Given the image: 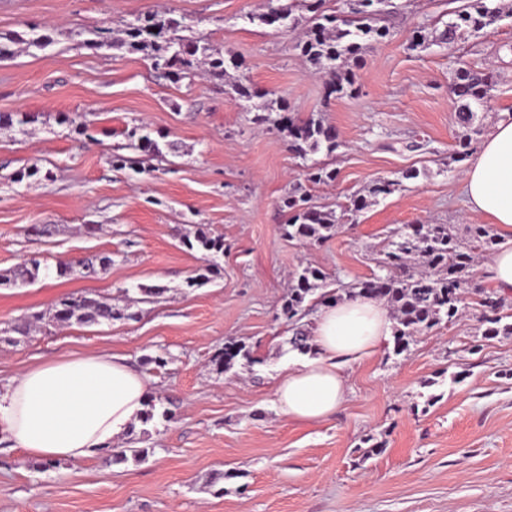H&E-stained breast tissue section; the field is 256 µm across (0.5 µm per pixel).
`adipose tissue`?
Returning <instances> with one entry per match:
<instances>
[{
    "label": "adipose tissue",
    "mask_w": 512,
    "mask_h": 512,
    "mask_svg": "<svg viewBox=\"0 0 512 512\" xmlns=\"http://www.w3.org/2000/svg\"><path fill=\"white\" fill-rule=\"evenodd\" d=\"M470 213L488 218L500 243L487 264L494 287L512 295V115L484 135L464 175ZM388 309L356 296L321 308L312 325L316 355L289 363L273 385L293 422L330 418L343 404L346 369L391 333ZM150 381L122 357L98 353L49 359L0 383V435L31 459L81 461L110 448L140 418Z\"/></svg>",
    "instance_id": "obj_1"
}]
</instances>
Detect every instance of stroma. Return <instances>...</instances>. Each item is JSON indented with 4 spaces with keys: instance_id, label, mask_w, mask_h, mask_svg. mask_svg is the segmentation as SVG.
I'll return each instance as SVG.
<instances>
[{
    "instance_id": "35a3bbf8",
    "label": "stroma",
    "mask_w": 512,
    "mask_h": 512,
    "mask_svg": "<svg viewBox=\"0 0 512 512\" xmlns=\"http://www.w3.org/2000/svg\"><path fill=\"white\" fill-rule=\"evenodd\" d=\"M389 34L368 45L357 90L325 98L326 77L296 50L303 27L254 22L270 0H0V273L36 260L39 279L0 286V382L42 361L107 352L173 400L171 421L135 423L120 446L146 459L107 464L96 453L32 468L0 443V512H512V335L478 336L468 293L453 323L392 341L349 369L346 401L329 419L288 421L273 384L290 353L281 308L298 268L335 286L369 278L375 246L408 224L478 223L466 205L463 130L451 92L460 66L491 75L478 111L488 131L512 113V18L452 46L435 38L448 0H395ZM169 14L240 63L239 76L298 120L324 119L342 141L337 178L308 181L277 127L254 123L223 81L173 82L143 54L87 47L92 31ZM37 28L45 49L20 37ZM432 43L410 49L416 31ZM32 122L18 124L21 114ZM146 126L162 154L129 134ZM395 191L308 246L283 236L292 189L342 210L376 179ZM53 232L37 236L32 226ZM223 237L221 273L190 288L204 262L188 247L199 227ZM110 257L95 279L58 276L59 262ZM165 286L143 301L141 290ZM111 299L120 319L48 326L65 298ZM259 361L216 371L225 342ZM164 365H156V358ZM380 453L364 456L366 439Z\"/></svg>"
}]
</instances>
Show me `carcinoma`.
<instances>
[{
	"label": "carcinoma",
	"instance_id": "cac0c4a2",
	"mask_svg": "<svg viewBox=\"0 0 512 512\" xmlns=\"http://www.w3.org/2000/svg\"><path fill=\"white\" fill-rule=\"evenodd\" d=\"M343 7L330 10L326 0H285V3L270 7V10L250 21L272 26L288 22L292 25L304 23L306 39L297 43L302 56L313 71L331 72L334 81L326 88L325 97L344 95L355 91L356 75L349 63L356 62L366 44L384 38L389 30L381 22L396 9L393 0H342ZM450 18L440 32L443 44L454 45L477 37L487 28L498 24L504 12L495 0H466V4L449 11ZM182 21L171 16L150 14L138 16L124 29L120 43L112 41V30L101 27L94 38L87 42L91 49L117 46L132 52H141L150 57L154 69L166 77L179 82L195 76L205 68L211 76L225 79L228 70L238 69L239 64L211 52L209 43L203 38L186 39L179 35ZM227 93L234 99L250 104L256 112L258 123L272 122L287 132L291 150L296 157L306 161L308 156L320 150L332 156L342 146L336 129L313 117L297 121L292 117L271 118L276 111L274 103L261 101L263 95L241 80L226 83ZM494 84L489 77L468 67L455 73L454 94L457 97L456 118L458 124L468 130L461 136L457 154L467 155L471 145L470 134L479 132L475 126V107L493 97ZM309 179L316 184L336 180L337 171L329 165L314 162L307 166ZM396 183L377 180L369 187V196L358 195L352 200V211L360 212L371 205L368 197H386L395 190ZM281 208L288 213L282 230L286 237L305 243H321L332 237L341 223V217L310 204V199L288 194L281 200ZM497 239L486 224H471L467 237L461 238L451 224H418L407 227L396 234L374 252L377 272L355 288H330L327 273L313 266H306L294 279L288 296L282 305L285 319L295 326L288 339L291 350L301 354L312 352L310 327L300 323L302 315L311 305H335L346 297L365 295L384 302L391 310L393 325V352H406L410 342L435 327L454 321L460 314L464 293L469 290L473 267L477 256L495 251ZM191 249L201 252L206 263L205 271L217 273L221 270L217 257L224 253V241L201 229L194 241L188 242ZM111 259L102 257L98 262H81L78 266L60 263L56 272L60 276L76 274L81 277L93 271L106 273ZM40 263L22 264L8 274H0V286L15 288L33 283L39 275ZM481 317L476 333L482 336L512 335V321H505L502 314L505 298L496 292L478 291ZM122 314L112 304L99 298L82 296L61 301L53 314L59 325L102 324L119 319ZM250 364L260 362L245 344L227 341L224 349L215 355L218 369L230 368L237 360ZM126 448L107 451L109 463L127 460ZM140 459L147 450L130 451Z\"/></svg>",
	"mask_w": 512,
	"mask_h": 512
}]
</instances>
